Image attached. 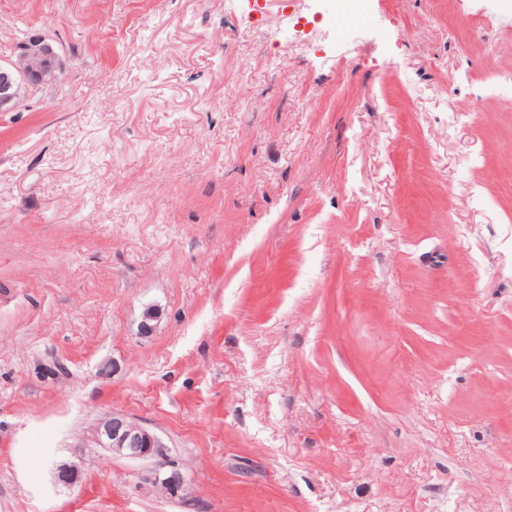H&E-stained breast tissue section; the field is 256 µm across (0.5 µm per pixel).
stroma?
Returning <instances> with one entry per match:
<instances>
[{"mask_svg": "<svg viewBox=\"0 0 512 512\" xmlns=\"http://www.w3.org/2000/svg\"><path fill=\"white\" fill-rule=\"evenodd\" d=\"M35 34L0 512H512V0H0V60ZM115 412L184 497L94 446Z\"/></svg>", "mask_w": 512, "mask_h": 512, "instance_id": "obj_1", "label": "stroma"}]
</instances>
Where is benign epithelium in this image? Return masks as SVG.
Instances as JSON below:
<instances>
[{
  "label": "benign epithelium",
  "instance_id": "obj_1",
  "mask_svg": "<svg viewBox=\"0 0 512 512\" xmlns=\"http://www.w3.org/2000/svg\"><path fill=\"white\" fill-rule=\"evenodd\" d=\"M62 69L53 43L42 35H32L17 47L14 58L0 61V112H12L36 89L59 81ZM161 311L155 306L144 308L139 323V335L152 334ZM93 443L109 448L126 458L151 461L154 467L144 480L170 498H180L187 490V476L182 467L162 461L165 444L148 428L114 413L98 422L93 431ZM57 483L71 487L79 480L75 465L56 468Z\"/></svg>",
  "mask_w": 512,
  "mask_h": 512
}]
</instances>
